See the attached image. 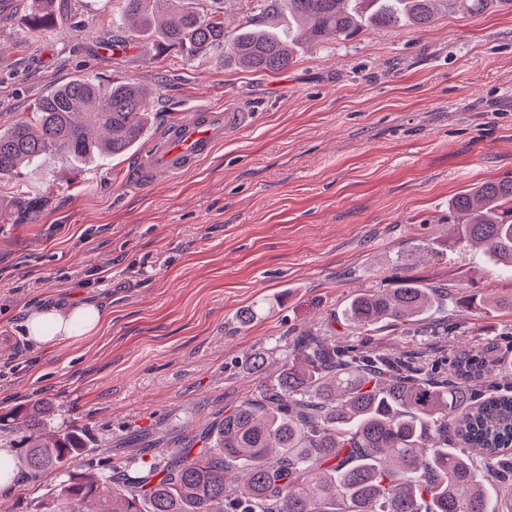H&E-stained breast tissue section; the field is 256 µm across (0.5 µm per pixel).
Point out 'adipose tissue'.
<instances>
[{
  "label": "adipose tissue",
  "mask_w": 512,
  "mask_h": 512,
  "mask_svg": "<svg viewBox=\"0 0 512 512\" xmlns=\"http://www.w3.org/2000/svg\"><path fill=\"white\" fill-rule=\"evenodd\" d=\"M107 318V311L91 302L43 303L26 317L24 333L34 349L49 350L66 341L97 335Z\"/></svg>",
  "instance_id": "1"
}]
</instances>
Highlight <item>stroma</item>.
Listing matches in <instances>:
<instances>
[{
	"label": "stroma",
	"instance_id": "1",
	"mask_svg": "<svg viewBox=\"0 0 512 512\" xmlns=\"http://www.w3.org/2000/svg\"><path fill=\"white\" fill-rule=\"evenodd\" d=\"M54 5L55 26L33 33L32 0H0L1 127L30 119L39 96L77 75L148 85L155 134L230 96L255 120L150 187L127 179L138 151L0 179V411L50 397L54 426L85 431L88 456L110 465L151 462L158 441L201 448L223 410L274 380L300 336L407 350L397 331L349 333L340 311L421 239L444 251L420 258L414 275L503 301L488 314L449 306L458 332L430 337L433 348L479 341L490 358L512 360V275L446 246L449 198L512 179L511 6L306 43L287 70L263 74L157 57L138 39L106 56L112 0ZM19 198L35 217H19ZM83 297L109 309L103 333L31 351L28 309ZM255 305L257 318L240 326L237 312ZM57 482L18 470L0 512H34Z\"/></svg>",
	"mask_w": 512,
	"mask_h": 512
}]
</instances>
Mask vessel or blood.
Instances as JSON below:
<instances>
[{
    "mask_svg": "<svg viewBox=\"0 0 512 512\" xmlns=\"http://www.w3.org/2000/svg\"><path fill=\"white\" fill-rule=\"evenodd\" d=\"M251 112L238 105L194 109L189 118L167 127L152 140L133 171L134 178L153 184L169 181L208 157L232 130L245 127Z\"/></svg>",
    "mask_w": 512,
    "mask_h": 512,
    "instance_id": "b4317fda",
    "label": "vessel or blood"
}]
</instances>
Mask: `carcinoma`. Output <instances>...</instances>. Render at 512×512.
Masks as SVG:
<instances>
[{
	"mask_svg": "<svg viewBox=\"0 0 512 512\" xmlns=\"http://www.w3.org/2000/svg\"><path fill=\"white\" fill-rule=\"evenodd\" d=\"M115 18L157 55L218 57L254 73L288 69L298 42L322 45L363 27L425 28L441 8L478 15L512 0H256L255 13L229 31L220 11L192 0H114ZM34 31L55 24L53 0H35ZM151 90L134 80L73 77L37 99L35 119L0 129V178L19 179L45 162L84 166L105 151L125 155L152 121ZM453 245L479 246L512 272V179L454 195ZM426 242L395 255L377 274L385 288L354 294L344 325L447 336L450 322L425 325L441 288L411 274ZM499 364L478 345L451 350L448 374L424 350L367 353L330 336H311L286 356L271 388L228 412L210 442L192 453L159 449L131 479L136 460L104 474L100 460L70 470L87 447L79 430L47 431L51 401L0 414V434L26 430L24 465L63 477L37 512H512V394L488 389ZM500 474L491 494L470 451Z\"/></svg>",
	"mask_w": 512,
	"mask_h": 512,
	"instance_id": "obj_1",
	"label": "carcinoma"
}]
</instances>
